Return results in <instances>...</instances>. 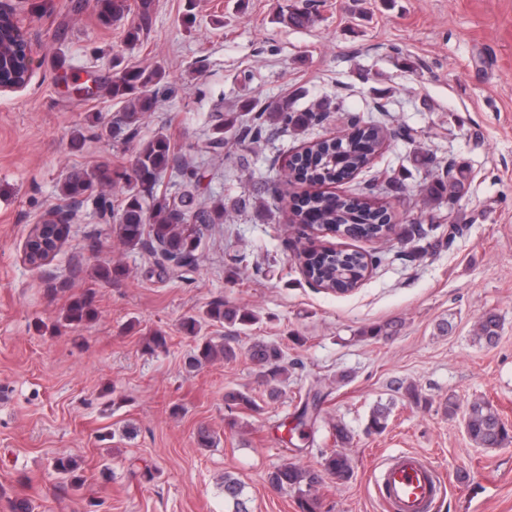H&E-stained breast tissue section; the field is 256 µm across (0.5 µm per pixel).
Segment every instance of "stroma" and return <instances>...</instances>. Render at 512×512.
Listing matches in <instances>:
<instances>
[{"mask_svg":"<svg viewBox=\"0 0 512 512\" xmlns=\"http://www.w3.org/2000/svg\"><path fill=\"white\" fill-rule=\"evenodd\" d=\"M290 2L153 0L148 32L131 44L135 14L106 27L95 0H11L34 67L25 89L0 92V512L20 497L34 512H235L228 475L246 512H298L296 491L268 476L285 461L319 467L341 423L354 435L353 476L324 479L315 512H385L373 475L405 451L445 474L437 512H512V442L477 447L462 412L486 399L512 426V0H315L305 26L284 21ZM117 58L163 70L173 93L143 115L139 137L167 135L176 163L203 175L196 201L223 203L224 219L205 229L194 264L175 271L149 247L123 245L86 201L57 253L32 267L26 239L61 206L67 171L132 166L133 145L90 124L122 112L104 88ZM283 101L332 110L305 131L271 127L252 141L255 112ZM223 115L234 125L216 153L208 142ZM352 115L390 134L368 168L331 190L376 183L372 201L393 215L381 240L294 224L304 187L282 181L293 154ZM451 164L471 171L467 192L426 204ZM312 245L379 262L353 292L334 294L300 270ZM103 266L120 277L102 279ZM87 294L94 316L68 323L67 308ZM217 300L255 323L188 334L184 318ZM488 311L502 321L494 345L474 337ZM386 325L388 337L361 336ZM158 333L166 346L150 350ZM231 334L235 360L188 367L199 343ZM256 338L284 353L275 401L249 356ZM230 389L259 411L229 410ZM314 392L319 407L303 417ZM450 399L460 406L452 415ZM379 406L387 427L367 432ZM203 429L212 447H199ZM59 458L77 461L78 484L58 477Z\"/></svg>","mask_w":512,"mask_h":512,"instance_id":"obj_1","label":"stroma"}]
</instances>
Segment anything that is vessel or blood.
Listing matches in <instances>:
<instances>
[{
	"label": "vessel or blood",
	"instance_id": "obj_1",
	"mask_svg": "<svg viewBox=\"0 0 512 512\" xmlns=\"http://www.w3.org/2000/svg\"><path fill=\"white\" fill-rule=\"evenodd\" d=\"M373 485L388 512H433L444 490L440 471L416 452L385 462L375 472Z\"/></svg>",
	"mask_w": 512,
	"mask_h": 512
}]
</instances>
